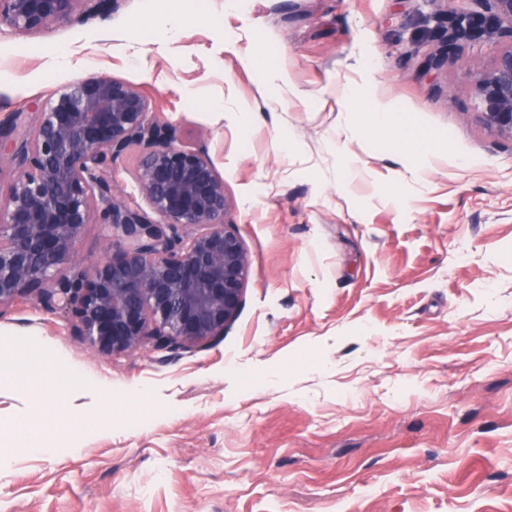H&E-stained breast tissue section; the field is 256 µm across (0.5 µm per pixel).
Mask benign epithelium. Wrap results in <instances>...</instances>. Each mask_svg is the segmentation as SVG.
Returning <instances> with one entry per match:
<instances>
[{"label": "benign epithelium", "instance_id": "benign-epithelium-1", "mask_svg": "<svg viewBox=\"0 0 512 512\" xmlns=\"http://www.w3.org/2000/svg\"><path fill=\"white\" fill-rule=\"evenodd\" d=\"M83 0H0V23L41 33L70 20ZM438 69L459 42L512 40V0H459ZM483 123L512 137V45L476 73ZM137 151L133 190L115 188L118 166ZM17 174L0 189V307L36 296L63 311L88 345L119 356L148 344L191 349L222 336L240 310L250 258L224 223V179L207 154L156 122L139 87L80 78L40 113L0 123V162ZM89 224L123 242L86 266L75 257ZM200 228L187 237L181 228Z\"/></svg>", "mask_w": 512, "mask_h": 512}]
</instances>
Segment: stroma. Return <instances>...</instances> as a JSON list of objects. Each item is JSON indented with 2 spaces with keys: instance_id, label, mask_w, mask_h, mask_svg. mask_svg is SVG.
I'll use <instances>...</instances> for the list:
<instances>
[{
  "instance_id": "stroma-1",
  "label": "stroma",
  "mask_w": 512,
  "mask_h": 512,
  "mask_svg": "<svg viewBox=\"0 0 512 512\" xmlns=\"http://www.w3.org/2000/svg\"><path fill=\"white\" fill-rule=\"evenodd\" d=\"M228 2L0 25V121L81 77L140 87L250 255L237 318L187 351L97 355L38 301L0 308V356L37 340L0 370V422L66 418L50 453L0 447V512H512V138L471 81L507 40L432 69L450 0ZM347 86L437 152H398Z\"/></svg>"
}]
</instances>
